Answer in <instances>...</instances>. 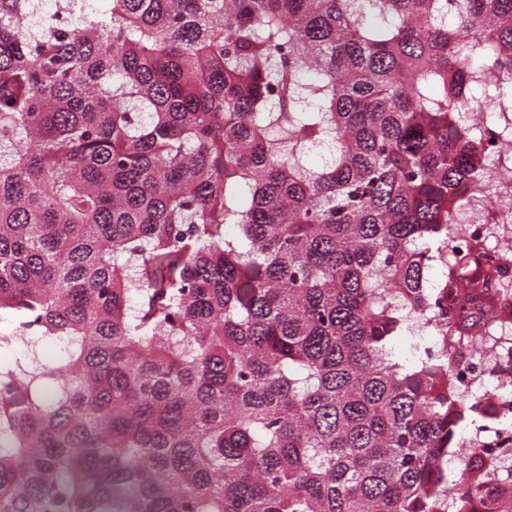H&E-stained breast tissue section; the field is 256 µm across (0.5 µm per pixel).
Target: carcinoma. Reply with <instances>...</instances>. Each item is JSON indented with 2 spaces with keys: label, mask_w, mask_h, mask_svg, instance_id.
<instances>
[{
  "label": "carcinoma",
  "mask_w": 512,
  "mask_h": 512,
  "mask_svg": "<svg viewBox=\"0 0 512 512\" xmlns=\"http://www.w3.org/2000/svg\"><path fill=\"white\" fill-rule=\"evenodd\" d=\"M33 5L0 0V512H512L486 448L448 482L499 423L452 364L508 265L450 225L512 200V0Z\"/></svg>",
  "instance_id": "cac0c4a2"
}]
</instances>
